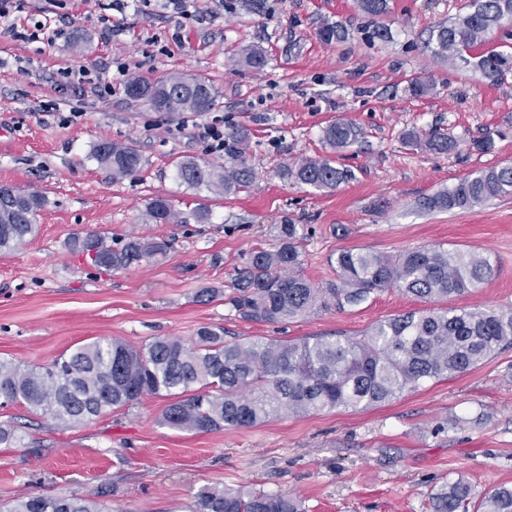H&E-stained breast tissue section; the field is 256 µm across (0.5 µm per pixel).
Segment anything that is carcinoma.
<instances>
[{
    "mask_svg": "<svg viewBox=\"0 0 512 512\" xmlns=\"http://www.w3.org/2000/svg\"><path fill=\"white\" fill-rule=\"evenodd\" d=\"M372 18L384 15L388 0H358ZM512 19V0H469L467 11L433 28L428 47L454 65L462 62L493 83L512 75V52L481 46L502 22ZM324 42L347 39L340 22L325 23ZM238 63L253 71L267 65L264 49L241 50ZM125 92L135 103L159 112H209L219 92L201 76L175 73L151 83L130 78ZM360 130L336 121L323 141L340 152L358 141ZM249 137L238 127L224 134V162L185 158L176 164L187 187L236 195L250 187L255 171L245 158ZM407 143L446 154L456 141L432 130L410 132ZM92 157L112 178L137 174L145 164L131 144L102 142ZM284 180L317 190H333L354 178L349 168L328 159H307L283 166ZM512 197V164L480 170L419 199L424 211L472 209ZM45 198L36 191L0 184V253L29 245ZM153 224H184L186 218L164 196L145 207ZM304 228L286 220L278 225V245L249 253L234 279L230 304L235 316L251 322L286 324L318 311L356 307L371 294L400 288L425 303L470 292L493 272L490 258L475 250L419 247L395 256L349 249L336 255V279L321 286L302 274ZM74 250L105 270H125L165 253L167 243L143 236L114 247L106 236L90 233L73 240ZM512 347V307L489 309L423 308L378 322L361 338H302L297 341L224 339L221 326H202L191 345L179 338L153 341L144 350L116 339L93 341L61 356L50 366L28 370L0 361V406L21 403L63 427L87 423L146 395L172 397L160 417L170 428L207 433L245 428L273 416H303L336 408L365 409L389 402L430 380L459 376L501 349ZM471 485L459 478L442 485L432 512H468ZM481 512H512V488L500 487L480 499ZM10 512H112L79 494L39 495L19 501ZM194 512H302L288 495L205 486L197 491Z\"/></svg>",
    "mask_w": 512,
    "mask_h": 512,
    "instance_id": "1",
    "label": "carcinoma"
}]
</instances>
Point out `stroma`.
Masks as SVG:
<instances>
[{
	"mask_svg": "<svg viewBox=\"0 0 512 512\" xmlns=\"http://www.w3.org/2000/svg\"><path fill=\"white\" fill-rule=\"evenodd\" d=\"M466 2L389 0L374 19L356 0H268L263 15L231 8L230 0H199L204 19L180 21L158 0H21L11 17L36 37L0 33V184L39 192L45 205L34 241L0 254V360L47 367L98 338L142 349L159 337L191 340L204 324L243 340L359 337L380 320L423 308L388 288L360 306L285 325L235 317L227 302L232 279L249 252L275 244L285 219L305 229L303 274L314 284L335 277L328 260L344 249L395 255L441 245L478 250L495 265L485 284L445 307L512 306V198L471 210L417 207L468 175L512 163V76L490 83L427 46L432 28ZM99 15L113 28L111 40L92 23ZM327 21L343 23L347 39L320 41ZM379 26L388 39L374 37ZM252 45L267 53L263 71L236 63ZM85 67L103 73L112 93L58 92L61 71ZM173 73L208 78L221 107L167 117L125 95L128 77ZM417 77L429 84L426 95L412 94ZM69 113L74 122H61ZM216 115L225 128L249 131L256 178L234 196L195 192L175 175L186 156L223 162L202 136ZM336 120L353 122L362 135L333 153L322 130ZM432 129L453 136L457 148L436 154L405 144L409 131ZM483 139L492 142L485 152L474 146ZM103 141L136 145L146 160L141 172L113 179L92 158ZM327 157L354 179L320 191L278 175L283 165ZM157 195L186 214L207 206L208 222H147L146 202ZM90 232L118 244L153 237L168 249L148 263L102 271L70 248L73 235ZM206 288L218 296L197 303ZM169 402L146 396L73 428L22 404L0 407V424L24 437L21 447H0V512L30 496L72 491L113 512H189L204 486L285 493L306 512H432V494L460 477L479 493L512 486V348L365 410L195 434L160 425Z\"/></svg>",
	"mask_w": 512,
	"mask_h": 512,
	"instance_id": "1",
	"label": "stroma"
}]
</instances>
